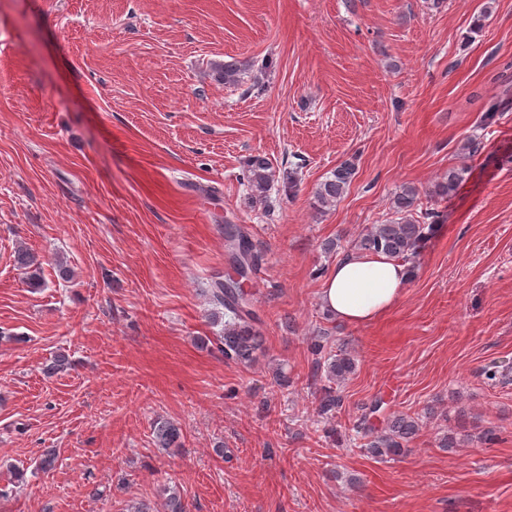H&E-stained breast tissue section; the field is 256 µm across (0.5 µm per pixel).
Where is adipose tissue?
<instances>
[{
	"label": "adipose tissue",
	"mask_w": 512,
	"mask_h": 512,
	"mask_svg": "<svg viewBox=\"0 0 512 512\" xmlns=\"http://www.w3.org/2000/svg\"><path fill=\"white\" fill-rule=\"evenodd\" d=\"M409 278V266L402 260L349 253L325 278L319 300L336 320L367 325L397 304Z\"/></svg>",
	"instance_id": "1"
}]
</instances>
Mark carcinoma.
<instances>
[{
    "label": "carcinoma",
    "instance_id": "carcinoma-1",
    "mask_svg": "<svg viewBox=\"0 0 512 512\" xmlns=\"http://www.w3.org/2000/svg\"><path fill=\"white\" fill-rule=\"evenodd\" d=\"M219 78L226 84L237 85L240 82L241 68L235 64H219L216 67ZM271 166L264 157L256 156L248 164V183L260 192L270 181ZM355 175V166L346 161L336 168L332 178L321 184L317 198L323 204H330L341 197L347 185ZM465 169L448 171L447 181L438 186V194L453 193L463 180ZM418 192L414 187L404 188L394 197L392 208L400 218L387 224H375L361 237L358 247L366 253L384 254L395 258H409L417 253L427 238L425 225L408 218L417 201ZM225 241L238 242L249 257V265H254L258 255L253 252L247 233L237 225L225 227ZM18 265L28 273L29 283L33 287H41V263L28 251L17 252ZM210 302L224 308V335L220 337L221 350L224 358L240 364L254 361L256 352L262 344V336L256 325L255 314L251 310V298L233 281H218L210 291ZM355 370L354 358L340 353L327 360L326 377L333 382H341ZM341 404V397L333 388L325 389L320 401L319 410L328 415ZM418 419L400 414L387 420L386 427L380 434L372 437L370 449L380 457H400L407 452L405 443L419 431ZM154 442L160 448L170 449L181 447L179 430L169 423H158L153 429Z\"/></svg>",
    "mask_w": 512,
    "mask_h": 512
}]
</instances>
